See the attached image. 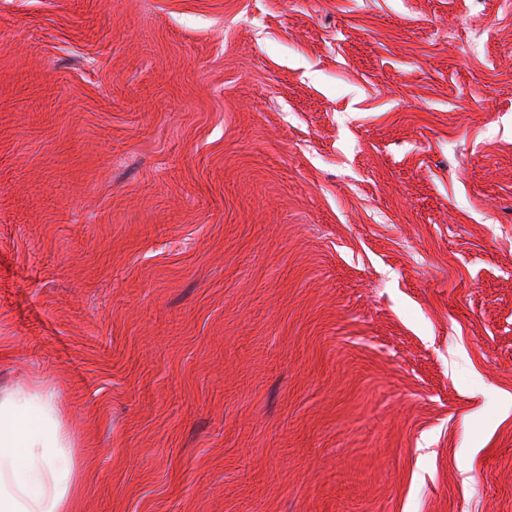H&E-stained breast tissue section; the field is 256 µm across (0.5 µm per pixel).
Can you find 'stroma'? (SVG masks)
<instances>
[{"mask_svg": "<svg viewBox=\"0 0 512 512\" xmlns=\"http://www.w3.org/2000/svg\"><path fill=\"white\" fill-rule=\"evenodd\" d=\"M77 512H512V0H0V386Z\"/></svg>", "mask_w": 512, "mask_h": 512, "instance_id": "1", "label": "stroma"}]
</instances>
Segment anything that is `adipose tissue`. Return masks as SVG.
I'll return each mask as SVG.
<instances>
[{"label": "adipose tissue", "instance_id": "1", "mask_svg": "<svg viewBox=\"0 0 512 512\" xmlns=\"http://www.w3.org/2000/svg\"><path fill=\"white\" fill-rule=\"evenodd\" d=\"M72 435L53 392L0 391V512H69L75 493Z\"/></svg>", "mask_w": 512, "mask_h": 512}]
</instances>
